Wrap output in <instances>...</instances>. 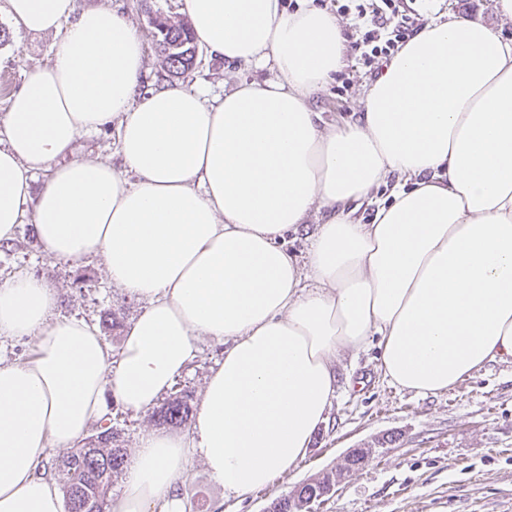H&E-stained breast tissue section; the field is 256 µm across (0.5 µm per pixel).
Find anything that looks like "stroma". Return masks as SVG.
Wrapping results in <instances>:
<instances>
[{
	"label": "stroma",
	"mask_w": 512,
	"mask_h": 512,
	"mask_svg": "<svg viewBox=\"0 0 512 512\" xmlns=\"http://www.w3.org/2000/svg\"><path fill=\"white\" fill-rule=\"evenodd\" d=\"M109 5L126 14L143 36L145 88L180 80L204 86L213 96L238 79L269 78L270 70H254L209 59L198 53L193 69L172 78L156 49L150 22L155 10L181 20L179 0H82ZM495 0H429L425 19L454 13L483 20L512 39V20L500 17ZM0 117L27 73L52 62L56 40L50 34L18 31L0 11ZM347 83H328L312 100L325 124L353 120L372 74L355 57L344 68ZM19 274L46 281L57 292V313L95 325L112 350H120L125 332L144 304L110 282L102 259L78 264L48 257L21 224L11 245L0 247V282ZM115 310L116 321L106 320ZM379 351L369 346L342 352L334 362L339 376L336 397L326 422L310 448L285 474L246 498L225 493L200 462H193L179 488L186 512H264L272 499L291 492L316 474L339 466L349 449L388 437L372 459L353 471L333 493L315 503L316 512H512V362H492L436 395H421L390 386L378 369ZM223 357L222 348L200 342L186 373L172 386L200 402L205 380Z\"/></svg>",
	"instance_id": "obj_1"
}]
</instances>
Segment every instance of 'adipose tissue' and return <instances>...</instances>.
<instances>
[{
  "label": "adipose tissue",
  "mask_w": 512,
  "mask_h": 512,
  "mask_svg": "<svg viewBox=\"0 0 512 512\" xmlns=\"http://www.w3.org/2000/svg\"><path fill=\"white\" fill-rule=\"evenodd\" d=\"M180 2L212 58L274 78L145 93L143 40L116 9L5 0L19 28L61 39L0 118V242L31 218L49 257L103 258L145 307L115 354L55 314L43 280L0 284V337L36 346L0 359V512H63L47 450L80 443L109 402L151 410L203 339L224 359L189 432L142 434L112 512H185L194 457L226 493L269 486L326 421L341 352L377 342L384 378L424 395L512 361V42L469 16L430 20L367 82L357 118L326 127L310 100L345 65L335 15ZM111 125L121 166L70 159ZM315 212L297 259L285 239Z\"/></svg>",
  "instance_id": "1"
}]
</instances>
